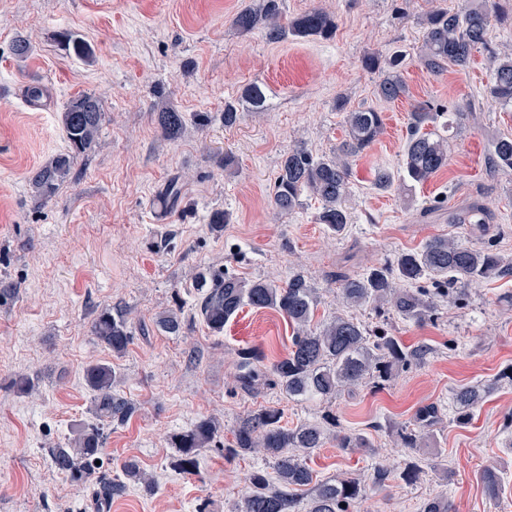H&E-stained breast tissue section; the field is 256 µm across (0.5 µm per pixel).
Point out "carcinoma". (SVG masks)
I'll return each mask as SVG.
<instances>
[{"mask_svg":"<svg viewBox=\"0 0 512 512\" xmlns=\"http://www.w3.org/2000/svg\"><path fill=\"white\" fill-rule=\"evenodd\" d=\"M284 0H259L240 11L231 20L241 34L255 30L278 43L295 37L330 39L336 34V20L320 8H312L292 19L284 20ZM512 27V0H467L458 10L439 8L420 17L422 49L418 62L434 76L452 67L466 68L473 51L488 44L492 24ZM63 46L78 57L91 58V48L72 34L60 35ZM364 69L378 73L376 97L395 102L409 97L400 55L383 57L370 53L363 57ZM492 84L489 94L502 106H512V53L490 57ZM243 99L254 107L266 100L265 90L250 84L244 88ZM336 108L346 112L347 138L336 146L330 156H315L303 146L288 150L280 162L273 188L276 209L288 215L302 207V195L313 196L320 203L317 222L341 235L351 223L346 207L349 195L350 168L348 159L363 153L384 133L382 113L374 108L347 109L346 99L336 100ZM104 112L100 103L88 94L70 99L62 113V126L67 151L54 156L32 171L29 187L35 197L46 199L55 194L68 178L74 159L95 142L101 129ZM441 113L427 101L413 104L409 112L404 151L405 179L423 184L448 165V138L433 129ZM155 123L168 141L180 139L187 129V118L178 109L166 105L155 112ZM493 170L512 169V134L497 136L487 157ZM395 175L386 168L374 172L373 185L389 191ZM451 224H487L489 212L473 200ZM512 278V260L505 258L491 245H464L448 237H432L419 248L403 251L394 259L356 275L340 274L338 290L350 307L370 306L378 315L392 311L402 319L423 323L434 318L440 303L461 300L466 287L474 282ZM431 282L433 288L424 286ZM198 294L196 312L215 335L224 332V325L245 305L256 309L275 308L297 326V334L286 354L263 371L251 366L260 359L253 351H244L239 376L248 391L257 388L263 377L272 376V384L288 397L306 400L313 397L331 399L366 383L383 385L390 381L398 367L420 364L431 353L426 345L409 347L399 337L385 330L368 331L356 317L336 316L321 327H312L317 289L301 273L278 284L268 280L244 281L213 268H202L194 275ZM161 332L180 336L185 322L175 312L161 314L155 321ZM91 333L115 356L122 355L131 339L130 322L122 309L102 311L91 325ZM85 380L93 393V413L98 423L84 426L68 444L49 449L55 468L79 481L90 480L95 461L104 445L103 426L126 422L135 412V405L116 390L117 372L108 363H96L85 370ZM493 390L491 384L464 385L452 394L453 421L462 425L480 407ZM435 411L420 412L411 425L389 426L403 445L417 449L429 439L425 427ZM220 431L219 423L202 419L176 434L172 447L178 452L182 472H197V457L209 447ZM326 431L316 423L302 422L293 427L282 424L278 409L264 408L242 417L234 430V456L262 453L272 460L274 474L262 468L248 476L249 493L238 505L237 512H299L298 492L312 485L308 512H347V506L361 500L365 483L359 478L314 482L307 459L324 445ZM336 447L356 451L372 447L364 434L338 430ZM486 500L496 502L503 494L502 477L493 467H486L480 476Z\"/></svg>","mask_w":512,"mask_h":512,"instance_id":"obj_1","label":"carcinoma"}]
</instances>
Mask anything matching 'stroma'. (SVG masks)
Here are the masks:
<instances>
[{
	"mask_svg": "<svg viewBox=\"0 0 512 512\" xmlns=\"http://www.w3.org/2000/svg\"><path fill=\"white\" fill-rule=\"evenodd\" d=\"M252 0H0V512H236L248 491V474L269 468L262 456L232 457V430L260 408L279 409L285 421L326 423L366 434L369 452H349L327 439L312 458L321 480H367L375 464L390 467L385 486L369 484L349 512H419L441 497L456 512H512V280L473 283L463 302L442 303L423 324L382 319L368 308L357 316L368 329L384 328L408 346L432 349L421 364L398 369L385 388L360 386L328 401H294L278 387L245 391L237 381V353L260 352L270 365L291 345L284 316L246 307L224 327L209 331L195 315L193 275L213 267L251 280L284 282L304 274L318 290L314 321L341 313L335 275L361 273L434 236L462 244L486 242L512 258V170L490 171L492 140L512 134V107L491 98L490 51L512 49V29L493 27L488 48L474 52L468 68L441 76L416 61L422 44L418 19L465 0H284L288 17L321 7L336 18L333 39L288 38L268 42L261 31L239 34L233 15ZM72 31L94 50L87 61L61 47ZM32 53H11L16 37ZM404 55L409 98L386 103L374 94L377 74L363 69L364 55ZM251 83L264 86L267 103L254 110L241 98ZM45 95L26 98L29 85ZM86 93L102 106L105 121L55 195L41 200L28 185L31 170L66 149L61 114ZM350 107L382 112L385 132L352 165L347 202L351 224L335 236L318 224L317 200L296 212L274 208L271 189L281 159L298 145L331 154L345 138L338 96ZM415 101L456 113L448 134V167L422 185L381 192L376 169L403 171L408 112ZM241 120L225 128L226 103ZM171 105L187 117L182 138L165 140L155 112ZM232 168H225V158ZM184 200L166 207L159 195L172 177ZM488 209L481 229L452 224L449 214L472 200ZM429 216H422L423 208ZM230 214L212 231L214 211ZM124 308L132 340L113 356L92 336L96 316ZM181 309L190 325L182 335L153 329L161 313ZM113 364L118 388L136 413L105 427L98 476L121 478L124 460H138L147 483H127L106 508H98L93 482L55 469L50 448L67 443L76 428L95 423L93 395L84 370ZM33 380L21 394L14 379ZM494 382L495 388L467 425L450 422L453 388ZM434 408L427 455L445 469L405 484L400 472L414 453L389 433ZM221 430L198 457V472L174 467L175 434L203 419ZM495 466L505 481L499 504L486 503L481 471Z\"/></svg>",
	"mask_w": 512,
	"mask_h": 512,
	"instance_id": "35a3bbf8",
	"label": "stroma"
}]
</instances>
